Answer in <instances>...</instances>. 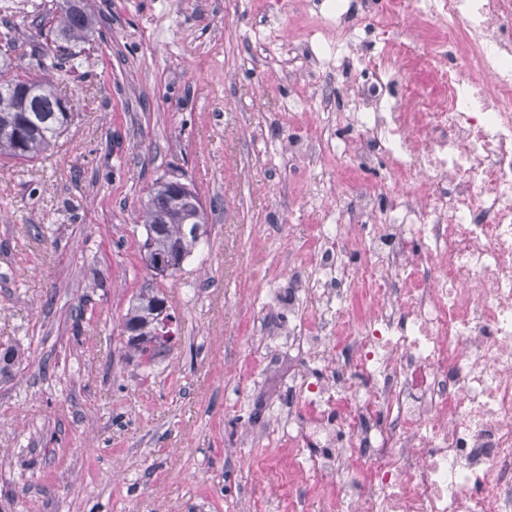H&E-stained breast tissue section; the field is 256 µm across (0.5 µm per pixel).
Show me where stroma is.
<instances>
[{"mask_svg": "<svg viewBox=\"0 0 512 512\" xmlns=\"http://www.w3.org/2000/svg\"><path fill=\"white\" fill-rule=\"evenodd\" d=\"M99 29L69 60L73 118L54 152L0 160V512H272L240 449L271 403L287 405L293 352L248 357L284 243L324 213L302 207L305 169L280 151L288 80L272 32L299 0H87ZM175 176L207 213L172 276L143 261L151 182ZM174 318L169 351L143 364L123 315L147 283Z\"/></svg>", "mask_w": 512, "mask_h": 512, "instance_id": "stroma-1", "label": "stroma"}]
</instances>
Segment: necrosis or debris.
Segmentation results:
<instances>
[{"instance_id":"1","label":"necrosis or debris","mask_w":512,"mask_h":512,"mask_svg":"<svg viewBox=\"0 0 512 512\" xmlns=\"http://www.w3.org/2000/svg\"><path fill=\"white\" fill-rule=\"evenodd\" d=\"M285 144L336 220L262 277L277 512H512V0H311ZM351 108L331 111L332 82ZM386 166L375 181L359 175Z\"/></svg>"}]
</instances>
